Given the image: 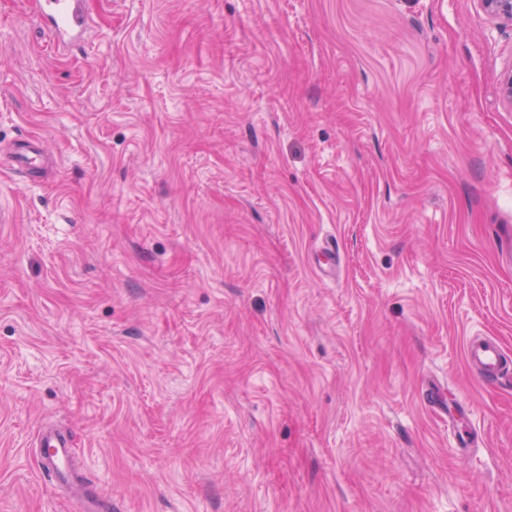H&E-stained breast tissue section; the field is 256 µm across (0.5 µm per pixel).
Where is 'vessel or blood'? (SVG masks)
I'll return each instance as SVG.
<instances>
[{"instance_id":"obj_1","label":"vessel or blood","mask_w":512,"mask_h":512,"mask_svg":"<svg viewBox=\"0 0 512 512\" xmlns=\"http://www.w3.org/2000/svg\"><path fill=\"white\" fill-rule=\"evenodd\" d=\"M39 10L55 42L67 44L79 40L88 24L86 0H39ZM466 358L483 378L496 380L512 372V357L488 336H471L466 343ZM36 456L42 474L53 486L82 501V512H112V501L97 492L78 474L74 451L66 435L44 431Z\"/></svg>"}]
</instances>
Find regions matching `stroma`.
Listing matches in <instances>:
<instances>
[{
  "mask_svg": "<svg viewBox=\"0 0 512 512\" xmlns=\"http://www.w3.org/2000/svg\"><path fill=\"white\" fill-rule=\"evenodd\" d=\"M0 0V512H512V24L479 0ZM338 265L325 276L326 241ZM474 446L452 448L447 405ZM39 10L58 44L79 40L88 24L85 0H39ZM466 358L471 367L488 380H496L510 372L511 359L503 347L489 336L468 337ZM36 456L42 474L57 487L82 501L83 512H112V500L97 492L78 474L74 465V451L66 435L45 430L40 437Z\"/></svg>",
  "mask_w": 512,
  "mask_h": 512,
  "instance_id": "obj_1",
  "label": "stroma"
}]
</instances>
